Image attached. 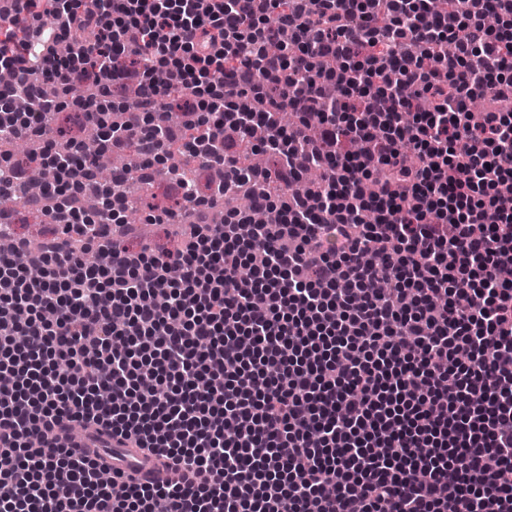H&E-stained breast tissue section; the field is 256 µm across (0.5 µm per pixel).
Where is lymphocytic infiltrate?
Listing matches in <instances>:
<instances>
[{
  "label": "lymphocytic infiltrate",
  "mask_w": 512,
  "mask_h": 512,
  "mask_svg": "<svg viewBox=\"0 0 512 512\" xmlns=\"http://www.w3.org/2000/svg\"><path fill=\"white\" fill-rule=\"evenodd\" d=\"M510 19L512 0H0L1 135L87 194L99 158L51 122L92 61L86 125L144 168L181 141L208 169L147 216L197 214L174 249L69 202L58 236L0 254V512H512V113L472 107L512 100ZM159 72L192 104L175 126ZM252 127L274 168L243 171ZM307 170L309 192L262 197L277 223L204 217L239 178ZM114 443L169 478L108 470Z\"/></svg>",
  "instance_id": "obj_1"
}]
</instances>
